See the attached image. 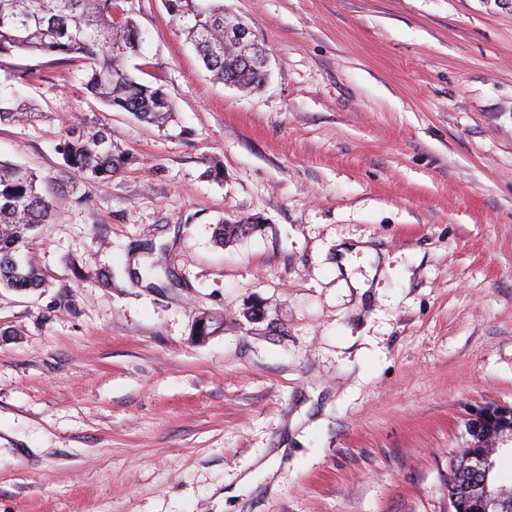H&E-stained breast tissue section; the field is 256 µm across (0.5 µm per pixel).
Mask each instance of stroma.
I'll use <instances>...</instances> for the list:
<instances>
[{
  "label": "stroma",
  "instance_id": "1",
  "mask_svg": "<svg viewBox=\"0 0 512 512\" xmlns=\"http://www.w3.org/2000/svg\"><path fill=\"white\" fill-rule=\"evenodd\" d=\"M123 7L177 126L0 59L43 114L0 159L66 199L22 247L45 288L0 290V512H451L470 410L512 406V5L224 0L271 52L251 93ZM79 117L133 157L109 184L56 151ZM233 216L262 229L216 246Z\"/></svg>",
  "mask_w": 512,
  "mask_h": 512
}]
</instances>
